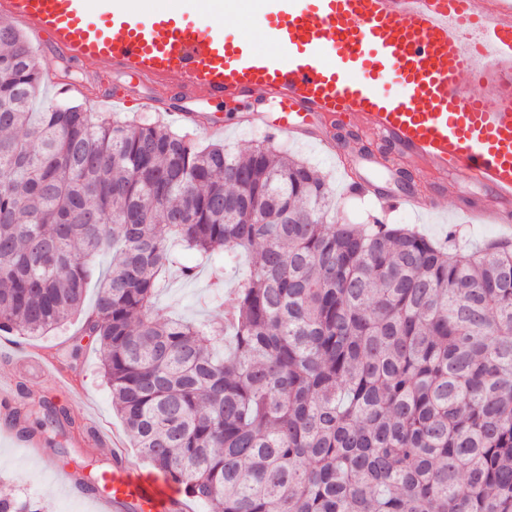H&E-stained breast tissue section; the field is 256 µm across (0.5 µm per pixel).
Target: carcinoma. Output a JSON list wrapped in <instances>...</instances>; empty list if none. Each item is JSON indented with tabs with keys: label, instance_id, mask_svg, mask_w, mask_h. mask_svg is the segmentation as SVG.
<instances>
[{
	"label": "carcinoma",
	"instance_id": "carcinoma-1",
	"mask_svg": "<svg viewBox=\"0 0 512 512\" xmlns=\"http://www.w3.org/2000/svg\"><path fill=\"white\" fill-rule=\"evenodd\" d=\"M42 80L0 24V334L82 316L141 457L214 512H512V242L462 257L331 221L325 178L267 141L35 112ZM178 247L221 320L153 313L166 271L195 276ZM31 414L72 424L49 398ZM0 512L43 507L1 487Z\"/></svg>",
	"mask_w": 512,
	"mask_h": 512
}]
</instances>
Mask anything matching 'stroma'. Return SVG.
Instances as JSON below:
<instances>
[{
	"instance_id": "stroma-1",
	"label": "stroma",
	"mask_w": 512,
	"mask_h": 512,
	"mask_svg": "<svg viewBox=\"0 0 512 512\" xmlns=\"http://www.w3.org/2000/svg\"><path fill=\"white\" fill-rule=\"evenodd\" d=\"M26 40L43 72L54 78L53 83L42 84V99L80 104L93 112L111 111V102L96 98L97 84L89 71L51 52L47 42L34 34H27ZM276 110L272 101L260 97L241 102L211 101L197 107L199 116L207 119L219 122L237 119V126L224 134L222 142L238 151L247 150L265 138L260 128L240 123V116L245 113L270 116ZM273 145L288 152L290 156L308 162L326 177L337 217L364 224L378 215L379 209L371 197L349 196L342 162L336 154L304 139H277ZM481 194L479 186L463 183L450 188L433 211L413 213L395 209L387 213L386 219L414 229L433 240L444 239L448 231H455V247L467 254L483 243L507 233L506 228L495 224L492 216H485L483 223L472 225L459 210L461 198L478 197ZM209 288L210 279L204 271L191 280L174 278L159 294L157 305L164 313L187 320H216L221 310L211 304ZM78 329V321L72 320L44 336L0 335V384L21 385L34 394L56 398L57 393L49 377L10 359L11 352L20 349L52 353L87 390L83 410L72 413L78 427L88 420L96 422L103 430L120 436L125 448H132L130 434L121 418L112 410V395L100 370L96 346L91 338L80 336ZM55 455L60 465L71 470L83 461L90 460L98 466L108 464L110 460L108 447L83 441L78 428L63 438ZM0 481L6 482L22 495L48 504L49 512H91L90 505L85 501L65 493L61 481L43 470L36 457L27 449L16 447L3 438L0 439Z\"/></svg>"
}]
</instances>
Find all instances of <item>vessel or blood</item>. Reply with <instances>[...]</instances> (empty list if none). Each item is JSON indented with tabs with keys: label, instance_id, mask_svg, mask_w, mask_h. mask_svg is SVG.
I'll return each mask as SVG.
<instances>
[{
	"label": "vessel or blood",
	"instance_id": "vessel-or-blood-1",
	"mask_svg": "<svg viewBox=\"0 0 512 512\" xmlns=\"http://www.w3.org/2000/svg\"><path fill=\"white\" fill-rule=\"evenodd\" d=\"M228 10L262 20L265 49L247 34L225 35ZM0 15L47 37L97 79L115 71L144 79L151 103L178 100L170 114L185 125L195 123V102L260 95L281 107L261 122L269 137L330 148L325 127H353L441 181L437 193L422 195L381 192L360 179L382 207L433 209L451 175L485 191L461 201L463 213L477 219L490 210L512 224V0H209L192 27L175 14L131 10L124 0H0ZM387 71L401 96L380 89ZM33 366L82 405V384L55 360L44 356ZM14 403V389L0 388V435L39 449L70 495L94 502L96 512H188L179 490L125 459L88 490L37 436L18 432Z\"/></svg>",
	"mask_w": 512,
	"mask_h": 512
}]
</instances>
